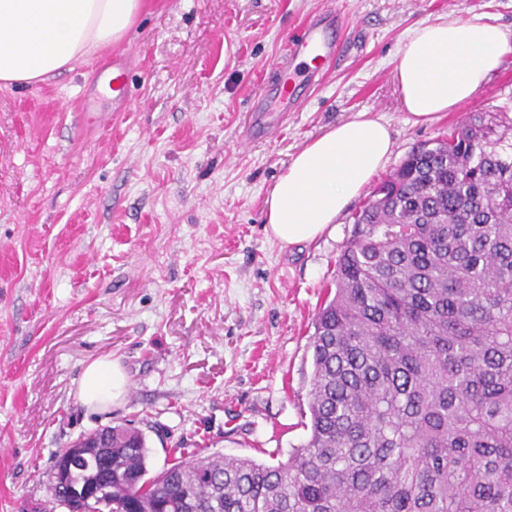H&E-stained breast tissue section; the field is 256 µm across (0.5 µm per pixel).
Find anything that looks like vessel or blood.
<instances>
[{"mask_svg": "<svg viewBox=\"0 0 512 512\" xmlns=\"http://www.w3.org/2000/svg\"><path fill=\"white\" fill-rule=\"evenodd\" d=\"M341 24L340 11L331 8L303 25L301 33L285 47L284 60L278 65L276 80L272 85L273 96L258 101L254 106L255 111L295 112L301 108L303 99L297 93L298 88L316 86L320 73L339 57V45L329 32L340 28ZM298 57L310 59L312 67L307 73L290 69V60Z\"/></svg>", "mask_w": 512, "mask_h": 512, "instance_id": "obj_1", "label": "vessel or blood"}]
</instances>
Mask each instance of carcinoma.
Here are the masks:
<instances>
[{
  "mask_svg": "<svg viewBox=\"0 0 512 512\" xmlns=\"http://www.w3.org/2000/svg\"><path fill=\"white\" fill-rule=\"evenodd\" d=\"M512 119L472 112L369 194L310 337V435L276 465L149 476L143 432L54 455L74 512H512Z\"/></svg>",
  "mask_w": 512,
  "mask_h": 512,
  "instance_id": "carcinoma-1",
  "label": "carcinoma"
}]
</instances>
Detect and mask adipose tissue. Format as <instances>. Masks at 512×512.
<instances>
[{"label": "adipose tissue", "instance_id": "ef3b65f1", "mask_svg": "<svg viewBox=\"0 0 512 512\" xmlns=\"http://www.w3.org/2000/svg\"><path fill=\"white\" fill-rule=\"evenodd\" d=\"M144 0H0V88L35 85L92 52L120 42ZM512 50V32L475 14L444 15L415 26L398 51L401 105L424 123L472 99ZM393 150L390 127L360 112L312 139L292 158L265 200L266 232L286 244L310 243L334 224ZM126 378L108 358L82 372L80 397L107 411Z\"/></svg>", "mask_w": 512, "mask_h": 512}]
</instances>
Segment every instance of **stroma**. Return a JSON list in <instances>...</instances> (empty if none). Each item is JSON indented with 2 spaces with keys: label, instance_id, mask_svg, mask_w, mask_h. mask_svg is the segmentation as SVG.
Returning <instances> with one entry per match:
<instances>
[{
  "label": "stroma",
  "instance_id": "1",
  "mask_svg": "<svg viewBox=\"0 0 512 512\" xmlns=\"http://www.w3.org/2000/svg\"><path fill=\"white\" fill-rule=\"evenodd\" d=\"M327 2L145 0L120 43L0 90V512L47 501L54 454L107 426L145 434L153 475L179 445L274 465L308 440L309 338L363 200L284 245L265 235L269 189L360 111L390 125L379 181L469 113H512V51L425 124L402 111L394 74L420 22L484 14L511 31L512 0H338L348 52L276 133L246 138L287 41ZM103 356L128 389L93 412L79 379Z\"/></svg>",
  "mask_w": 512,
  "mask_h": 512
}]
</instances>
